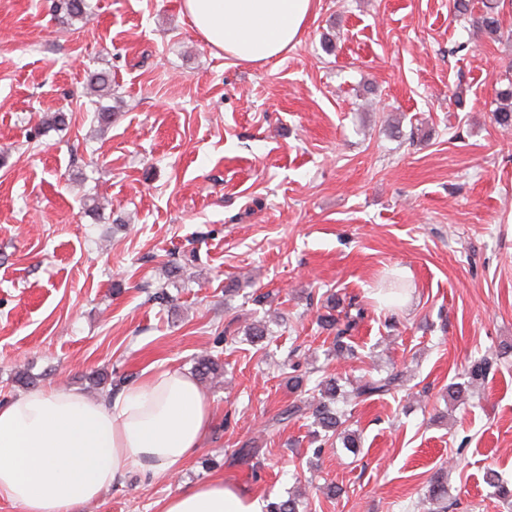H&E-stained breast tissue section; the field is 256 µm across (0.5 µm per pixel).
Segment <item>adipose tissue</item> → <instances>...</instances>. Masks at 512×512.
Returning <instances> with one entry per match:
<instances>
[{
	"mask_svg": "<svg viewBox=\"0 0 512 512\" xmlns=\"http://www.w3.org/2000/svg\"><path fill=\"white\" fill-rule=\"evenodd\" d=\"M199 35L241 62L280 57L299 41L315 0H182ZM212 406L191 375L163 369L91 398L34 390L0 403V499L19 512H81L131 475L174 472L200 447ZM223 479L168 496L158 512H265Z\"/></svg>",
	"mask_w": 512,
	"mask_h": 512,
	"instance_id": "ef3b65f1",
	"label": "adipose tissue"
}]
</instances>
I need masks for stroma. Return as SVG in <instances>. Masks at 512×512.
<instances>
[{
    "instance_id": "obj_1",
    "label": "stroma",
    "mask_w": 512,
    "mask_h": 512,
    "mask_svg": "<svg viewBox=\"0 0 512 512\" xmlns=\"http://www.w3.org/2000/svg\"><path fill=\"white\" fill-rule=\"evenodd\" d=\"M87 2L70 23L57 0H0V401L104 397L203 354L224 374L201 385L213 422L175 476L131 477L85 512H157L216 477L268 502L306 488L308 512H430L443 467L447 512H512L485 480L512 490V131L493 119L512 0L497 39L474 23L485 0L465 17L452 0H318L263 64L212 50L181 0ZM96 71L122 101L106 127ZM54 112L66 126H42ZM390 275L396 304L377 294ZM332 293L367 310L346 363L317 324ZM311 368L403 373L355 408L358 452L316 448L307 418L264 431ZM249 440L259 456L233 463Z\"/></svg>"
}]
</instances>
